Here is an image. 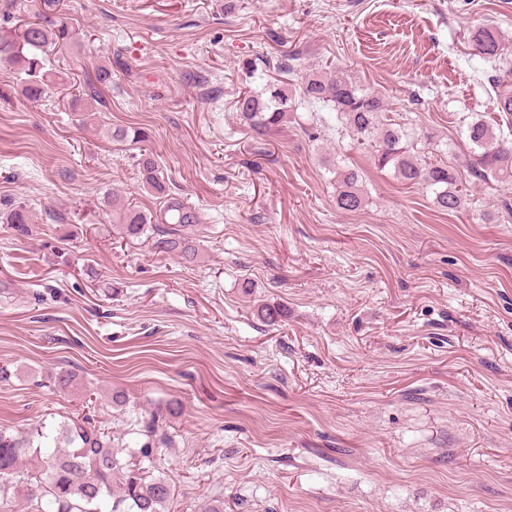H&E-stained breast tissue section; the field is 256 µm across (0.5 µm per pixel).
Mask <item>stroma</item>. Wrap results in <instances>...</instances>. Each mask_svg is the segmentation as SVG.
<instances>
[{
    "instance_id": "obj_1",
    "label": "stroma",
    "mask_w": 512,
    "mask_h": 512,
    "mask_svg": "<svg viewBox=\"0 0 512 512\" xmlns=\"http://www.w3.org/2000/svg\"><path fill=\"white\" fill-rule=\"evenodd\" d=\"M63 2L79 42L51 62L83 74L33 102L0 71V212L34 221L0 223V429L85 414L131 445L176 400L151 467L166 512H512V188L445 213L306 105L268 136L235 110L293 56L290 83L347 73L466 176L463 120L495 110L471 32L495 28L512 60V0ZM145 151L199 216L194 262L123 238L103 205L160 209ZM332 160L361 175L363 210L337 209ZM265 303L287 318L259 320ZM142 187L148 191H163V178L155 160L149 154H141L138 159Z\"/></svg>"
}]
</instances>
